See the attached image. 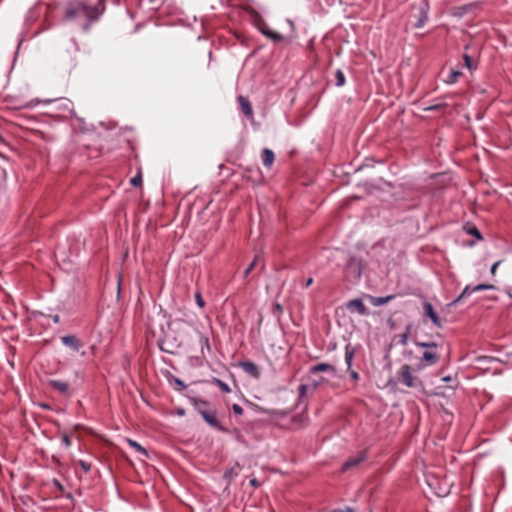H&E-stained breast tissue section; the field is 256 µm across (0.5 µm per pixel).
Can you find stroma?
<instances>
[{"label": "stroma", "mask_w": 512, "mask_h": 512, "mask_svg": "<svg viewBox=\"0 0 512 512\" xmlns=\"http://www.w3.org/2000/svg\"><path fill=\"white\" fill-rule=\"evenodd\" d=\"M176 33L199 175L74 90ZM0 512H512V5L0 0Z\"/></svg>", "instance_id": "1"}]
</instances>
